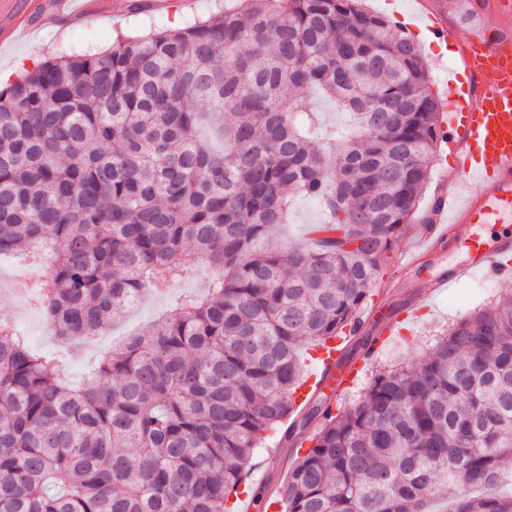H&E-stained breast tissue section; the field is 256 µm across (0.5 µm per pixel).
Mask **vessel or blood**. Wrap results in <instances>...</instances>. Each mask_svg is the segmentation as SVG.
Masks as SVG:
<instances>
[{
    "label": "vessel or blood",
    "mask_w": 512,
    "mask_h": 512,
    "mask_svg": "<svg viewBox=\"0 0 512 512\" xmlns=\"http://www.w3.org/2000/svg\"><path fill=\"white\" fill-rule=\"evenodd\" d=\"M476 16H494L464 46L463 71L456 79L465 97L448 118L447 143L456 147L455 186L443 197L434 221L439 239L453 224L512 223V0H472ZM482 186L468 193L470 183ZM471 263L457 274L478 269L494 278H512V239L491 249L472 240Z\"/></svg>",
    "instance_id": "b4317fda"
}]
</instances>
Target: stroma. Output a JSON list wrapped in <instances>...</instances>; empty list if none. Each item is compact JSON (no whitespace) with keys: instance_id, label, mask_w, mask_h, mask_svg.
Masks as SVG:
<instances>
[{"instance_id":"obj_1","label":"stroma","mask_w":512,"mask_h":512,"mask_svg":"<svg viewBox=\"0 0 512 512\" xmlns=\"http://www.w3.org/2000/svg\"><path fill=\"white\" fill-rule=\"evenodd\" d=\"M55 3L56 0H0L1 71L8 70L18 59L34 56L43 61L72 53L101 52L119 35L144 37L170 29L176 22L183 26L201 22L233 7L234 0H108V12L94 22L63 13L53 22L40 25L41 14ZM424 4L442 13L448 29L447 44L426 42L422 50L433 89L443 103L449 104L453 101L449 76L462 64L454 46L471 33L463 6L456 0H403L395 10L384 0H362L365 9L385 15L412 37L423 28L414 13ZM321 219L318 202L307 197L295 198L290 222L271 239V246L293 243L315 247L310 229ZM505 230L502 224H457L449 241L437 244L430 238L428 227L416 222L409 225L391 252L387 266L379 272L370 299L360 313L363 331L385 336L386 341L373 349L371 358L355 356L354 362L362 367L364 377L349 388L331 391L335 405H354L373 369L417 359L427 341L460 315L488 305L512 290V280H497L482 272L447 288L434 285L437 278L447 276L450 269L467 261L470 240L477 237L490 244ZM208 281V272L201 270L173 283L166 293L145 296L138 306L125 310L112 323L95 347L81 346L74 340L60 341L43 315H20L15 300L2 292L0 322L16 323L36 351L55 357L65 375L78 383L88 362L100 359L163 317L178 296L206 291ZM295 456V447L282 443L279 437L266 439L254 456L247 488H275L284 480Z\"/></svg>"}]
</instances>
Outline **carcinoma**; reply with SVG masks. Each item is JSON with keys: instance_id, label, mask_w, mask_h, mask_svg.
Segmentation results:
<instances>
[{"instance_id": "1", "label": "carcinoma", "mask_w": 512, "mask_h": 512, "mask_svg": "<svg viewBox=\"0 0 512 512\" xmlns=\"http://www.w3.org/2000/svg\"><path fill=\"white\" fill-rule=\"evenodd\" d=\"M315 90L351 121H311ZM421 46L360 0H239L206 21L41 63L0 89V256L46 260L62 340L194 274L205 294L73 386L0 323V512H234L269 434L316 427L284 512H512V291L332 409L298 350L337 366L414 217L443 138ZM318 249L270 248L290 198ZM341 342L339 339H337L335 342H329L327 345L332 347V349L328 352L326 349H323L319 351L320 355L319 357V365H320V375L319 379H314L312 384L306 383V385L303 387L300 393L298 395V402H301L305 397V395L308 394V392L313 388H320L321 386L327 384L331 379L335 378V372L337 373L336 369V352L334 350V347L336 344Z\"/></svg>"}]
</instances>
